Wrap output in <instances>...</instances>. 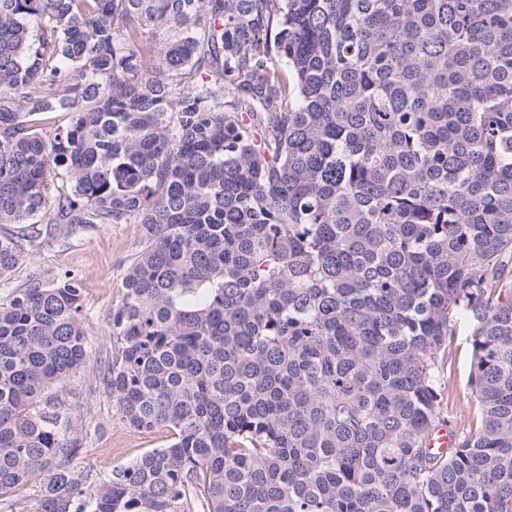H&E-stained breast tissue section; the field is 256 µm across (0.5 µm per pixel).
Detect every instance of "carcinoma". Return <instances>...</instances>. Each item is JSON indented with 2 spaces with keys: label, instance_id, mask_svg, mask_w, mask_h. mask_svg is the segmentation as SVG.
<instances>
[{
  "label": "carcinoma",
  "instance_id": "1",
  "mask_svg": "<svg viewBox=\"0 0 512 512\" xmlns=\"http://www.w3.org/2000/svg\"><path fill=\"white\" fill-rule=\"evenodd\" d=\"M133 220L94 379L170 440L81 466L80 283L16 288L6 512H512V0H0V280ZM467 334L466 327L461 324L457 326L456 336L445 355L444 366L445 380L451 389L447 410L454 427L460 432L469 429L476 410L475 403L472 406L474 398L468 386L471 352Z\"/></svg>",
  "mask_w": 512,
  "mask_h": 512
}]
</instances>
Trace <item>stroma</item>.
I'll use <instances>...</instances> for the list:
<instances>
[{"label":"stroma","instance_id":"35a3bbf8","mask_svg":"<svg viewBox=\"0 0 512 512\" xmlns=\"http://www.w3.org/2000/svg\"><path fill=\"white\" fill-rule=\"evenodd\" d=\"M141 241L140 225L98 224L78 236H61L35 246L12 273L8 287L0 288V299H7L10 289L25 287L31 279L49 283L71 274L82 288L87 353L90 359H97L115 345L112 311L122 301L121 281ZM467 334L466 327L457 326L444 366L451 389L448 413L459 431L469 429L475 414L468 386L471 352ZM71 389L79 416L77 459L86 469L106 475L166 442V430L141 433L126 426L111 398L103 389L93 388L88 375L81 373L73 378Z\"/></svg>","mask_w":512,"mask_h":512}]
</instances>
